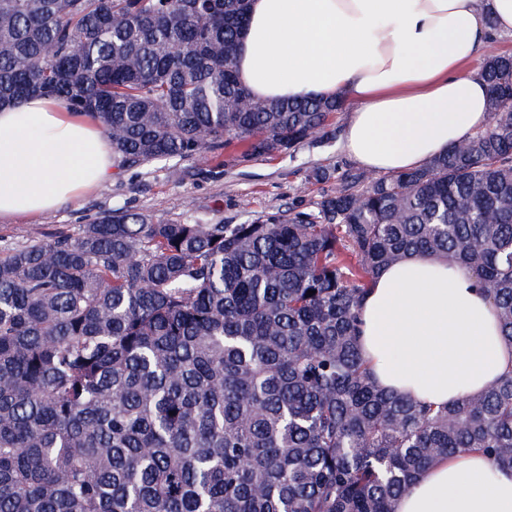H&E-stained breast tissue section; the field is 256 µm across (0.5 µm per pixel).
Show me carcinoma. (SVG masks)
Here are the masks:
<instances>
[{
	"mask_svg": "<svg viewBox=\"0 0 512 512\" xmlns=\"http://www.w3.org/2000/svg\"><path fill=\"white\" fill-rule=\"evenodd\" d=\"M249 4L0 0V105L66 99L118 174L217 177L226 152L335 138L339 100L239 82ZM482 72L492 121L419 169H349L241 224L122 207L6 249L0 512H395L440 458L512 471V370L435 407L383 389L359 347L376 275L414 252L470 274L512 342V54Z\"/></svg>",
	"mask_w": 512,
	"mask_h": 512,
	"instance_id": "obj_1",
	"label": "carcinoma"
}]
</instances>
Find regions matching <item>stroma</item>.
<instances>
[{
    "label": "stroma",
    "instance_id": "stroma-1",
    "mask_svg": "<svg viewBox=\"0 0 512 512\" xmlns=\"http://www.w3.org/2000/svg\"><path fill=\"white\" fill-rule=\"evenodd\" d=\"M349 118V110L337 112L333 120L337 138L304 146L292 158H261L244 167L228 165L218 179H190L173 168L146 167L121 173L58 210L39 216L1 217L0 249L33 238L75 234L95 213L113 208L127 207L158 218L224 219L238 224L249 216L285 207L298 190L307 200H317L322 193L335 190L336 177L355 164L341 138ZM310 167L326 169L330 180L306 182Z\"/></svg>",
    "mask_w": 512,
    "mask_h": 512
}]
</instances>
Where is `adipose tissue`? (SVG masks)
<instances>
[{
	"instance_id": "1",
	"label": "adipose tissue",
	"mask_w": 512,
	"mask_h": 512,
	"mask_svg": "<svg viewBox=\"0 0 512 512\" xmlns=\"http://www.w3.org/2000/svg\"><path fill=\"white\" fill-rule=\"evenodd\" d=\"M490 19L512 34V0H251L238 74L259 99L354 103L346 152L377 173L411 170L485 126L471 62ZM113 173L110 139L65 100L0 107V218L54 210ZM360 318L375 378L399 395L445 405L512 368L485 293L433 254L383 269ZM396 512H512V473L478 453L434 462Z\"/></svg>"
}]
</instances>
